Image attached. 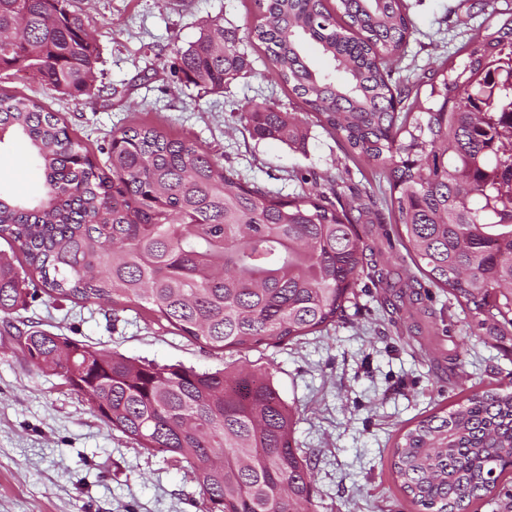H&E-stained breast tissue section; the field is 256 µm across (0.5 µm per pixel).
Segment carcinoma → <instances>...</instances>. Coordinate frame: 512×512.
Masks as SVG:
<instances>
[{
    "mask_svg": "<svg viewBox=\"0 0 512 512\" xmlns=\"http://www.w3.org/2000/svg\"><path fill=\"white\" fill-rule=\"evenodd\" d=\"M248 39L272 73L344 142L385 169L390 213L417 268L470 317L512 335V16L478 29L459 64L432 70L426 100L388 64L414 26L403 0H255ZM215 19L172 65L197 97L250 69ZM96 42L72 0H0V71L72 101L88 95ZM258 141L305 147L304 120L251 100ZM41 171L32 195L0 185V324L35 366L64 378L110 428L192 469L202 512H314L313 469L294 446L293 409L260 369L137 363L12 316L40 289L55 300L139 305L211 351L281 345L335 325L367 265L358 224L326 193L284 197L242 181L190 138L150 125L112 135L99 164L40 104L0 94V143ZM394 481L417 512H471L512 473V389L488 383L404 427Z\"/></svg>",
    "mask_w": 512,
    "mask_h": 512,
    "instance_id": "carcinoma-1",
    "label": "carcinoma"
}]
</instances>
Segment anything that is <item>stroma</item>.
Masks as SVG:
<instances>
[{
  "mask_svg": "<svg viewBox=\"0 0 512 512\" xmlns=\"http://www.w3.org/2000/svg\"><path fill=\"white\" fill-rule=\"evenodd\" d=\"M485 2L405 0L416 31L393 77L415 80L431 63H460L461 47L489 23ZM73 6L97 42V94L74 102L16 71L0 72V93L33 98L58 113L95 156L113 133L146 123L191 137L242 181L283 196L343 174L342 202L374 196L384 219L359 227L368 266L354 305L335 329L287 345L217 354L136 306L115 310L42 293L18 310L15 324L136 361L270 370L295 413L296 444L315 470L317 512H416L391 475L396 436L432 409L457 403L463 392L512 383V336L471 335L453 297L417 269L404 241L390 233L389 184L378 165L349 157L313 117L302 149L250 137L239 119L247 99L303 110L273 79L261 47L248 46L251 72L222 94L200 99L175 82L170 66L177 49L218 17L246 37L254 0H73ZM37 181L21 152L0 144V183L25 195ZM200 510L189 467L110 429L60 376L29 363L15 336L0 327V512Z\"/></svg>",
  "mask_w": 512,
  "mask_h": 512,
  "instance_id": "stroma-1",
  "label": "stroma"
}]
</instances>
